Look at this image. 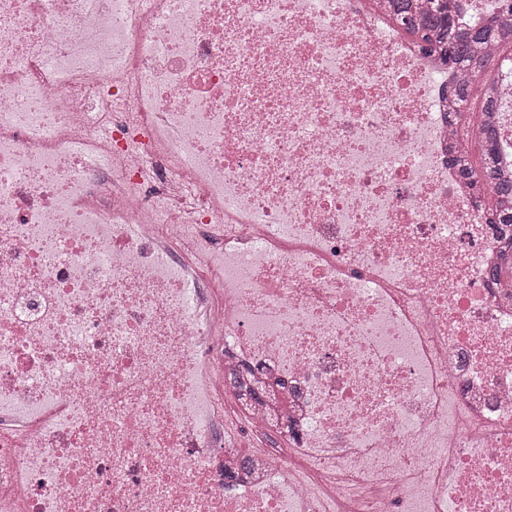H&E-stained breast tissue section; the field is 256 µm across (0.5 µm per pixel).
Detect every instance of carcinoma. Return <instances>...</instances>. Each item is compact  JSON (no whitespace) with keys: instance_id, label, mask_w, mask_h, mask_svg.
<instances>
[{"instance_id":"carcinoma-1","label":"carcinoma","mask_w":512,"mask_h":512,"mask_svg":"<svg viewBox=\"0 0 512 512\" xmlns=\"http://www.w3.org/2000/svg\"><path fill=\"white\" fill-rule=\"evenodd\" d=\"M391 17L412 38L423 44L425 50L444 58L446 64L480 71L483 80L477 85L462 82L448 88L453 102L452 112L458 121L467 125H481L483 134L480 160H474L465 139L456 138L453 154L448 164L457 169L461 178L469 181L483 196L509 197L512 195V180H503L495 169L497 132L484 124L477 105L487 109L493 104L492 90L499 79L488 74L495 58L504 51L512 52V32L504 31L492 23L464 27L456 24L455 0H429V7L420 8L417 0H391Z\"/></svg>"}]
</instances>
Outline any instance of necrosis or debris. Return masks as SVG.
Wrapping results in <instances>:
<instances>
[{"instance_id": "1", "label": "necrosis or debris", "mask_w": 512, "mask_h": 512, "mask_svg": "<svg viewBox=\"0 0 512 512\" xmlns=\"http://www.w3.org/2000/svg\"><path fill=\"white\" fill-rule=\"evenodd\" d=\"M457 77L374 0H0V512H512Z\"/></svg>"}]
</instances>
